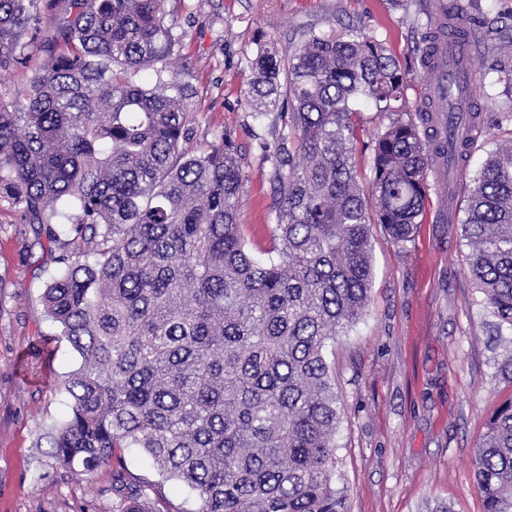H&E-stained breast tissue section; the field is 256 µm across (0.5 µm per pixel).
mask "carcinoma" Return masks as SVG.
<instances>
[{
  "instance_id": "cac0c4a2",
  "label": "carcinoma",
  "mask_w": 512,
  "mask_h": 512,
  "mask_svg": "<svg viewBox=\"0 0 512 512\" xmlns=\"http://www.w3.org/2000/svg\"><path fill=\"white\" fill-rule=\"evenodd\" d=\"M167 0H69L22 95L0 93V203L23 224H60V267L42 303L81 358L56 463L90 475L138 448L158 480L112 478L116 512H154L144 490L176 481L183 512H348L336 482V392L327 343L361 319L371 226L396 243L422 221L427 171L467 139L435 129L441 101L405 109L404 73L361 31L304 29L250 61L245 100L262 121L275 206L271 245L239 223L245 181L233 134L197 139L188 87L168 58ZM45 0H0V70L20 63ZM427 24L422 68L448 28ZM152 70L155 83L136 77ZM388 118L362 182L354 104ZM468 272L512 330V138L471 179ZM483 512H512V399L477 444Z\"/></svg>"
}]
</instances>
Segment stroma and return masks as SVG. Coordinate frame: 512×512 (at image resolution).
Segmentation results:
<instances>
[{
    "mask_svg": "<svg viewBox=\"0 0 512 512\" xmlns=\"http://www.w3.org/2000/svg\"><path fill=\"white\" fill-rule=\"evenodd\" d=\"M434 0H168L179 40L172 60L191 90L199 141L229 130L245 175L239 221L254 249L270 245L272 141L245 102L249 61L260 44L288 43L306 26H350L385 43L405 74L409 104L425 89L417 33ZM476 34L512 37V0H461ZM0 73V93L25 91L41 62L40 41ZM476 100L485 121L473 131L468 162L447 190L427 177L422 224L394 243L381 227L371 239L374 276L364 318L326 348L340 419L334 437L338 476L350 512H483L475 449L489 416L512 398L498 366L512 331L490 342L493 317L468 273L461 224L471 179L488 154L512 137V89L495 58L476 52ZM38 225L0 204V512H112V469L76 475L56 466L48 435L71 398L64 388L80 363L41 295L58 267V246L37 245Z\"/></svg>",
    "mask_w": 512,
    "mask_h": 512,
    "instance_id": "stroma-1",
    "label": "stroma"
}]
</instances>
